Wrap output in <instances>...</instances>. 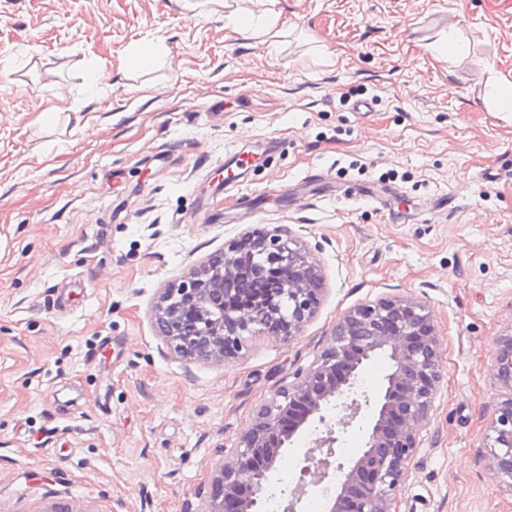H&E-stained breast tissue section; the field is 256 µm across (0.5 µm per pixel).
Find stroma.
Here are the masks:
<instances>
[{"mask_svg":"<svg viewBox=\"0 0 512 512\" xmlns=\"http://www.w3.org/2000/svg\"><path fill=\"white\" fill-rule=\"evenodd\" d=\"M240 9L280 16L244 38ZM452 30L465 55L440 53ZM148 43L161 63L123 69ZM495 78L512 0H0V512H197L256 407L395 296L429 310L443 370L397 512H512L487 466L512 332ZM60 92L78 116L41 132ZM257 228L321 267L315 316L288 345L177 357L162 290Z\"/></svg>","mask_w":512,"mask_h":512,"instance_id":"stroma-1","label":"stroma"}]
</instances>
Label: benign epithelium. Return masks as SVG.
<instances>
[{
    "label": "benign epithelium",
    "instance_id": "benign-epithelium-1",
    "mask_svg": "<svg viewBox=\"0 0 512 512\" xmlns=\"http://www.w3.org/2000/svg\"><path fill=\"white\" fill-rule=\"evenodd\" d=\"M258 256L270 273L288 267V279L267 288H242L250 305H224L229 286L238 282V257ZM320 267L277 229L250 231L224 253L179 284L164 289L154 322L170 350L185 360H225L243 348L246 337L290 344L314 316L324 291ZM385 354L391 369L376 393L359 392V376L375 355ZM496 376L509 390L497 401L490 425L488 468L512 487V333L497 339ZM442 378L439 339L425 307L405 298H381L346 312L330 343L295 381L256 410L237 447L214 463L200 512H263L262 488L299 432L319 423L325 435L306 450L307 465L283 497V512H298L307 489L343 474L324 512H392L393 495L409 465L425 452L420 433L428 424ZM343 412L346 428L364 411L368 427L360 454L336 457V431L330 410Z\"/></svg>",
    "mask_w": 512,
    "mask_h": 512
}]
</instances>
